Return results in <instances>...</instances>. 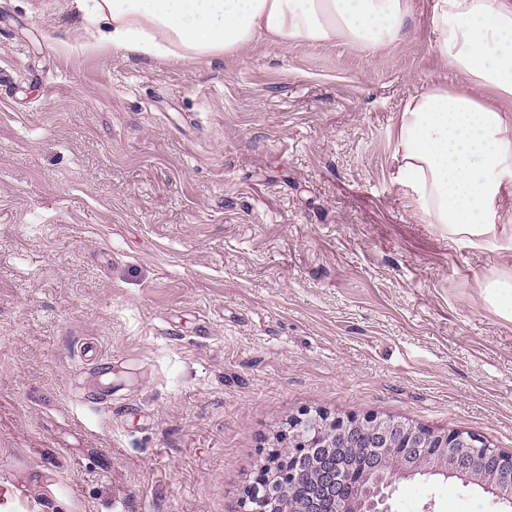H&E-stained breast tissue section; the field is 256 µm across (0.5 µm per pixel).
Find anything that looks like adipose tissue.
Here are the masks:
<instances>
[{"label":"adipose tissue","instance_id":"ef3b65f1","mask_svg":"<svg viewBox=\"0 0 512 512\" xmlns=\"http://www.w3.org/2000/svg\"><path fill=\"white\" fill-rule=\"evenodd\" d=\"M113 50L162 60L257 44L343 42L373 55L401 41L410 0H78ZM433 45L453 86L412 94L396 129L395 182L449 233H494L512 212V0H434Z\"/></svg>","mask_w":512,"mask_h":512}]
</instances>
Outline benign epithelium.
<instances>
[{
	"mask_svg": "<svg viewBox=\"0 0 512 512\" xmlns=\"http://www.w3.org/2000/svg\"><path fill=\"white\" fill-rule=\"evenodd\" d=\"M279 440L288 458L269 450L246 491L245 512H273L279 504L270 495L276 484L293 486L318 470V499L288 507V512H391L389 500L402 478L442 475L489 490L512 505V453L490 447L482 438L458 431L428 432L374 415L332 419L305 411L288 422ZM376 449L356 480L341 481L332 458L334 448Z\"/></svg>",
	"mask_w": 512,
	"mask_h": 512,
	"instance_id": "7a95c632",
	"label": "benign epithelium"
}]
</instances>
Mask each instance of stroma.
<instances>
[{
  "mask_svg": "<svg viewBox=\"0 0 512 512\" xmlns=\"http://www.w3.org/2000/svg\"><path fill=\"white\" fill-rule=\"evenodd\" d=\"M431 19L161 61L0 0V512H243L305 410L512 453V223L469 242L393 181L405 100L455 80ZM392 512L512 511L417 476ZM486 299L503 317L512 319V282L509 278H495L485 285Z\"/></svg>",
  "mask_w": 512,
  "mask_h": 512,
  "instance_id": "stroma-1",
  "label": "stroma"
}]
</instances>
